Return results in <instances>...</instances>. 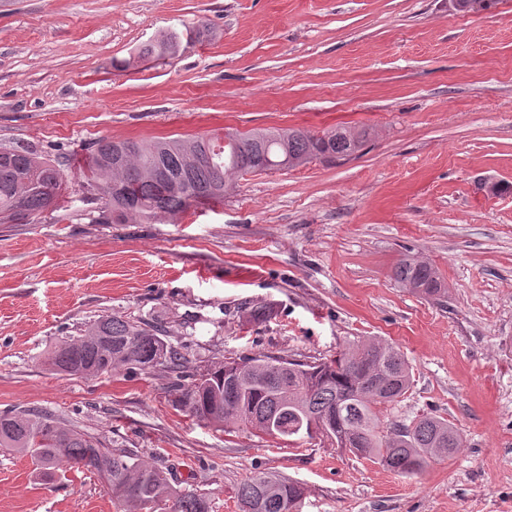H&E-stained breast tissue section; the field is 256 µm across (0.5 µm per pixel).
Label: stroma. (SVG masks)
Returning <instances> with one entry per match:
<instances>
[{"label": "stroma", "mask_w": 512, "mask_h": 512, "mask_svg": "<svg viewBox=\"0 0 512 512\" xmlns=\"http://www.w3.org/2000/svg\"><path fill=\"white\" fill-rule=\"evenodd\" d=\"M165 60H113L164 32ZM376 128L361 153L245 176L173 224H100L92 142ZM59 162L62 220L0 224V413L31 409L161 465L238 512L249 476L301 482L300 512H512V0H0V147ZM422 256L429 301L392 270ZM272 308L267 320L246 314ZM161 326L179 372L63 376L52 347L102 314ZM380 336L412 386L388 417L452 422L463 446L415 477L329 444L226 432L174 407L210 361H315ZM0 512H115L102 480L44 482L0 449ZM393 278L400 288L424 298H439L446 292L442 288L437 270L426 260L405 255L395 265Z\"/></svg>", "instance_id": "1"}]
</instances>
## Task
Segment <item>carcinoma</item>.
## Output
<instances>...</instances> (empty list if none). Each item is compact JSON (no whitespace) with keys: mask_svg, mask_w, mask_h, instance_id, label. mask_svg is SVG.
Returning <instances> with one entry per match:
<instances>
[{"mask_svg":"<svg viewBox=\"0 0 512 512\" xmlns=\"http://www.w3.org/2000/svg\"><path fill=\"white\" fill-rule=\"evenodd\" d=\"M181 39L163 33L135 55L112 62L126 69L142 58L180 53ZM374 135L368 127L336 126L320 134L298 128L261 127L197 138L101 139L82 171L87 188L106 200L95 224L173 223L190 207L221 204L238 181L260 163L265 170L306 165L315 159L352 157ZM64 176L56 161L28 144L0 148V224H38L53 212ZM397 285L424 298L445 294L437 270L414 255L393 269ZM181 354L162 329L117 314L99 316L83 334L49 353L52 370L82 378L125 368L177 367ZM411 369L394 344L371 337L346 345L327 361L240 357L209 365L176 385L178 407L217 427L296 442L328 441L400 476L421 473L431 459L462 447L456 427L437 416L385 424L383 408L411 388ZM0 449L26 455L46 480L63 464L96 473L121 512H212L206 492L182 489L168 472L126 451L33 410L0 414ZM305 488L272 472L259 473L237 491L240 512H297Z\"/></svg>","mask_w":512,"mask_h":512,"instance_id":"1","label":"carcinoma"}]
</instances>
